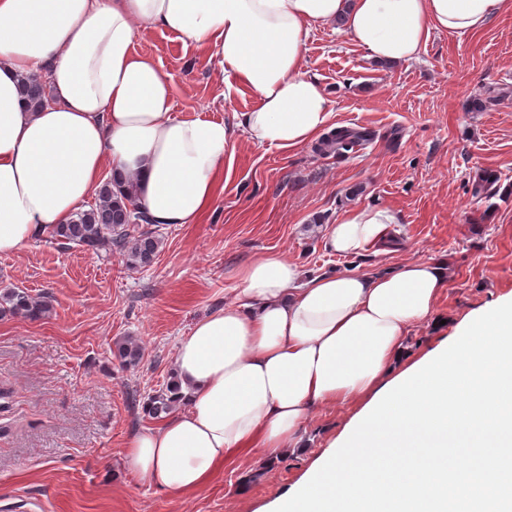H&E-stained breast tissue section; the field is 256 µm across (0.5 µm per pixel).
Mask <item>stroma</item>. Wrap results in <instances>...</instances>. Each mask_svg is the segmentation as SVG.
Instances as JSON below:
<instances>
[{
  "instance_id": "1",
  "label": "stroma",
  "mask_w": 512,
  "mask_h": 512,
  "mask_svg": "<svg viewBox=\"0 0 512 512\" xmlns=\"http://www.w3.org/2000/svg\"><path fill=\"white\" fill-rule=\"evenodd\" d=\"M135 46L169 77L175 117L228 121L255 104L220 83L213 50L148 25ZM305 68L332 102L329 127L369 132L368 141L323 155L235 134L223 191L198 223L160 230L153 265L139 271L119 253L64 250L46 234L0 255V290L24 288L52 307L37 321L0 315V512H267L308 473L358 405L315 411L306 453L270 466L252 449L186 497L139 480L125 457L127 441L153 423L141 403L173 376L179 340L234 298V272L255 255H283L306 279L447 261L431 320L406 337L411 361L466 314L512 298V12L474 33H433L417 61L397 66L374 63L324 25ZM486 170L497 178L487 199L474 194ZM379 206L400 217L384 245L329 249L331 224ZM127 336L142 347L130 368L113 353Z\"/></svg>"
}]
</instances>
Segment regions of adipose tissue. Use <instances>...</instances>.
<instances>
[{"label": "adipose tissue", "mask_w": 512, "mask_h": 512, "mask_svg": "<svg viewBox=\"0 0 512 512\" xmlns=\"http://www.w3.org/2000/svg\"><path fill=\"white\" fill-rule=\"evenodd\" d=\"M505 12L512 0H0V255L67 223L105 174L136 185L150 223L194 224L222 185L234 128L282 150L313 142L331 115L304 68L319 26L341 21L367 58L406 64L432 33L475 32ZM141 24L214 50L223 80L255 106L233 127L172 117L168 77L134 45ZM28 73L49 76L38 110L20 94ZM398 221L388 207L349 211L329 247L357 254ZM236 277V297L178 343V409L127 446L140 479L181 496L241 451L303 453L316 409L370 402L397 377L409 330L431 319L448 264L305 280L288 258L261 254Z\"/></svg>", "instance_id": "ef3b65f1"}]
</instances>
